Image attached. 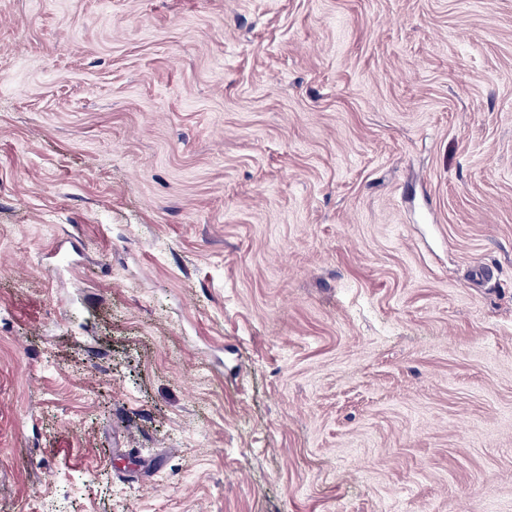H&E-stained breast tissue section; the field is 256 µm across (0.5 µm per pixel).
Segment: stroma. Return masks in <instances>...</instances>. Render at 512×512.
<instances>
[{"label":"stroma","mask_w":512,"mask_h":512,"mask_svg":"<svg viewBox=\"0 0 512 512\" xmlns=\"http://www.w3.org/2000/svg\"><path fill=\"white\" fill-rule=\"evenodd\" d=\"M0 512H512V0H0Z\"/></svg>","instance_id":"stroma-1"}]
</instances>
